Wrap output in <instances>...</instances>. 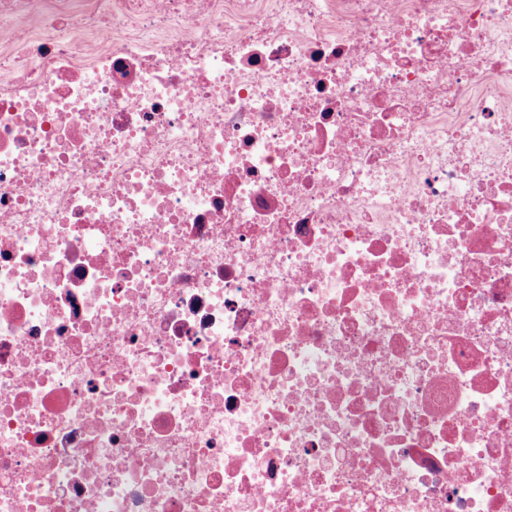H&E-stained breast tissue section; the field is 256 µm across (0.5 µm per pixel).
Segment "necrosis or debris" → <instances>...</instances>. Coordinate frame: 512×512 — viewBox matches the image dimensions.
Instances as JSON below:
<instances>
[{
    "label": "necrosis or debris",
    "mask_w": 512,
    "mask_h": 512,
    "mask_svg": "<svg viewBox=\"0 0 512 512\" xmlns=\"http://www.w3.org/2000/svg\"><path fill=\"white\" fill-rule=\"evenodd\" d=\"M0 32V512H512V0Z\"/></svg>",
    "instance_id": "4bbe7bcc"
}]
</instances>
